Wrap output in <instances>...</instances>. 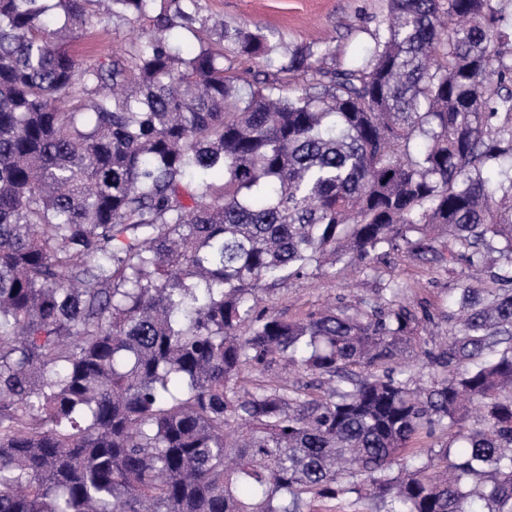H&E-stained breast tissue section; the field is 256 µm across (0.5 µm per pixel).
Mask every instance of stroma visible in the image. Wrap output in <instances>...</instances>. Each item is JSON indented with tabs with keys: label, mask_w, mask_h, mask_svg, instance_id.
I'll use <instances>...</instances> for the list:
<instances>
[{
	"label": "stroma",
	"mask_w": 512,
	"mask_h": 512,
	"mask_svg": "<svg viewBox=\"0 0 512 512\" xmlns=\"http://www.w3.org/2000/svg\"><path fill=\"white\" fill-rule=\"evenodd\" d=\"M387 14V0H199L197 16L212 23L260 28L285 48L325 47L343 59L372 47L373 34L385 27ZM141 32L138 22L96 21L79 51L102 61ZM488 279L487 268L481 266L456 264L441 270L395 252L380 261H343L330 274L290 281L267 304L274 312L296 318L325 305L375 301L395 282L403 287L406 302L431 314L424 328L439 342L448 336L442 313L449 302L462 288L483 285Z\"/></svg>",
	"instance_id": "obj_1"
}]
</instances>
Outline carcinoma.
Returning <instances> with one entry per match:
<instances>
[{
  "label": "carcinoma",
  "mask_w": 512,
  "mask_h": 512,
  "mask_svg": "<svg viewBox=\"0 0 512 512\" xmlns=\"http://www.w3.org/2000/svg\"><path fill=\"white\" fill-rule=\"evenodd\" d=\"M197 2L57 0L53 30L46 0H0V512H512V22L388 0L373 47L328 63L204 23L184 50ZM94 3L144 41L76 55ZM239 58L275 72L244 87ZM392 251L494 267L421 392L398 361L431 315L398 289L260 307ZM280 363L318 384L249 379Z\"/></svg>",
  "instance_id": "carcinoma-1"
}]
</instances>
